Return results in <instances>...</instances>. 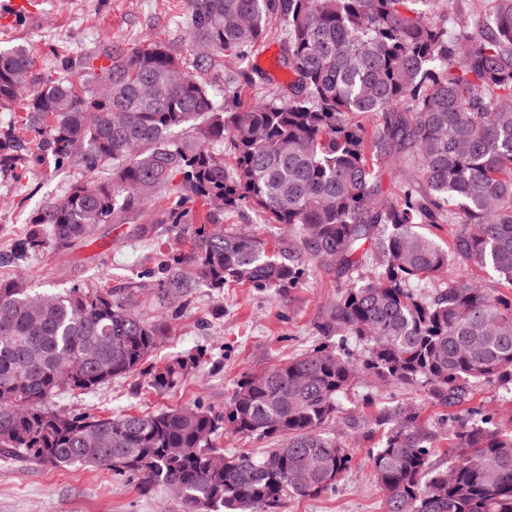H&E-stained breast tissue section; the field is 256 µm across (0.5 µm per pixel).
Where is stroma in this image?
<instances>
[{
    "mask_svg": "<svg viewBox=\"0 0 512 512\" xmlns=\"http://www.w3.org/2000/svg\"><path fill=\"white\" fill-rule=\"evenodd\" d=\"M186 0H30V9L15 17L10 0H0V46H23L33 55L32 78L52 74L63 57L100 63L107 44L125 49L161 41L182 57H190ZM278 42L256 52L250 63L269 81L221 70L199 71L216 99L227 82L241 88L245 104L272 95L285 74L273 64ZM22 103L0 108V133L12 131L22 143L19 163L0 167V254L10 252L31 230V214L85 180L81 167L55 171L24 125ZM154 205L124 215L117 224L98 225L91 244L50 249L14 262L0 261V282L24 277L37 291L73 287L106 288L118 296H134L150 320L170 325L155 363L203 351L196 370L183 384L156 393L140 372L112 380L94 393L68 392L51 400L61 412L119 413L128 409L160 411L202 405L220 411L237 381L312 348L322 338L319 326L336 300L339 286L358 284L359 274L340 278L331 268L313 264L307 282L298 288H227L194 285L175 301L161 300L157 284L168 254L178 248L180 230L153 221ZM419 407L438 451L448 448L451 428L446 407L420 387H390L366 380L341 401V412L330 425L344 444L354 448L355 469L337 488L316 498L289 500L282 512H382V493L366 451L381 436L375 421L395 406ZM0 512H184L178 498L164 489L140 494L135 482L100 467L54 468L0 450Z\"/></svg>",
    "mask_w": 512,
    "mask_h": 512,
    "instance_id": "obj_1",
    "label": "stroma"
}]
</instances>
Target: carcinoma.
Here are the masks:
<instances>
[{
  "mask_svg": "<svg viewBox=\"0 0 512 512\" xmlns=\"http://www.w3.org/2000/svg\"><path fill=\"white\" fill-rule=\"evenodd\" d=\"M493 2L476 31L452 0H187L200 67L247 62L284 24L276 64L288 83L243 109L239 90L217 101L159 41L111 46L107 65L77 79L61 62L28 99L29 129L55 168L110 162L112 176L75 182L37 211L18 251L90 243L97 225L154 200V223L195 225L159 298L196 280L296 288L312 261L342 277L366 268L321 324L362 354L318 346L247 373L221 411L60 413L48 402L63 376L90 392L137 371L169 325L109 289L37 293L15 278L0 282V448L56 468L112 470L123 454L135 465L113 474L144 493L177 485L185 512H254L261 501L279 512L350 472L352 449L325 425L356 380L424 383L455 422L452 453L433 458L418 409L391 414L368 449L384 512H512V430L471 399L481 386L512 394V294L466 272L475 263L512 289V0ZM32 67L25 47H0V107ZM372 114L382 122L369 128L360 118ZM224 139L230 167L210 149ZM20 148L0 134V166ZM383 157L407 171L390 195L375 169ZM246 208L299 236L285 249L224 228V214ZM424 224L448 225V248ZM428 283L438 288L424 295ZM198 363L152 366L149 387L172 389ZM223 430L270 446L229 453L202 440Z\"/></svg>",
  "mask_w": 512,
  "mask_h": 512,
  "instance_id": "obj_1",
  "label": "carcinoma"
}]
</instances>
